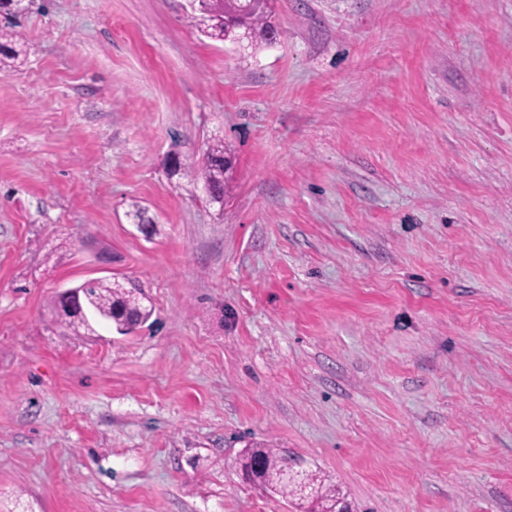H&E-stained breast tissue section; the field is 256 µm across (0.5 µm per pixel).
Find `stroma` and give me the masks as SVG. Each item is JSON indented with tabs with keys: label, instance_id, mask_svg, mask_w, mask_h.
I'll use <instances>...</instances> for the list:
<instances>
[{
	"label": "stroma",
	"instance_id": "35a3bbf8",
	"mask_svg": "<svg viewBox=\"0 0 512 512\" xmlns=\"http://www.w3.org/2000/svg\"><path fill=\"white\" fill-rule=\"evenodd\" d=\"M270 10L258 48L187 0H36L16 27L0 512H301L241 479L253 443L354 512H512V0ZM113 277L144 325L52 312ZM228 170V162L224 157V144L217 143L210 146L206 152V160L197 174L204 180L208 190L213 196L224 198V180Z\"/></svg>",
	"mask_w": 512,
	"mask_h": 512
}]
</instances>
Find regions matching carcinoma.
I'll use <instances>...</instances> for the list:
<instances>
[{
	"label": "carcinoma",
	"mask_w": 512,
	"mask_h": 512,
	"mask_svg": "<svg viewBox=\"0 0 512 512\" xmlns=\"http://www.w3.org/2000/svg\"><path fill=\"white\" fill-rule=\"evenodd\" d=\"M265 2L260 0L255 11L246 19L251 37L254 40H268L271 32L266 21ZM192 22L204 26V33L219 39H234L238 18L237 0H198V13L191 15ZM18 58L13 47V34L0 27V62L8 64ZM228 162L224 157V144L210 146L206 160L197 174L204 180L208 190L216 196H224V180ZM84 293L90 303L97 309L98 315H110L114 324H123L132 331L136 325L147 322L152 316V309L140 308L131 293L113 288L110 280L94 279L83 283ZM52 305L60 320L75 328L95 332L92 321L68 312L61 297H54ZM241 471L248 477V482L258 489L291 496L306 502L310 508L305 512H336L342 508V497L336 490L325 489L313 473L297 474L291 459L269 448L255 447L246 450L241 459Z\"/></svg>",
	"instance_id": "cac0c4a2"
}]
</instances>
